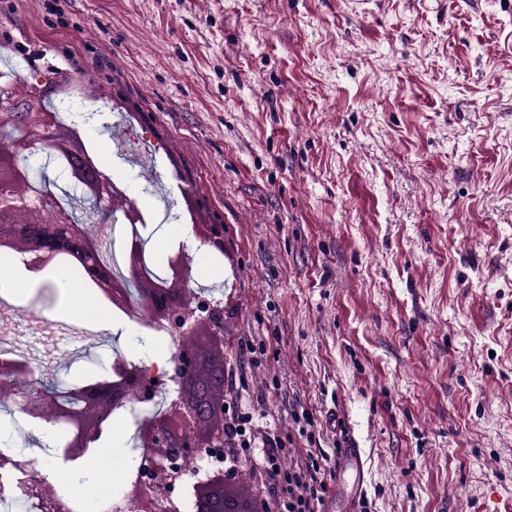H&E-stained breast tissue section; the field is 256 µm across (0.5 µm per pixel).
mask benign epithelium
<instances>
[{
    "label": "benign epithelium",
    "instance_id": "7a95c632",
    "mask_svg": "<svg viewBox=\"0 0 512 512\" xmlns=\"http://www.w3.org/2000/svg\"><path fill=\"white\" fill-rule=\"evenodd\" d=\"M18 122L23 135L0 147V244L13 246L33 271L59 257L75 259L90 284L112 305L123 307L129 283L137 279L136 270H129L126 277H115L101 261L100 241L92 226L70 219L59 209L52 191L32 183L19 166V158L34 151L63 156L70 162L72 178L91 186L89 196L102 209L110 213L116 201L125 202L124 221L130 226L128 254L133 259L142 252L138 226L145 220L141 210L122 186L93 165L79 131L57 124L55 113L30 109L18 116ZM191 228L202 245L224 251V239L214 225L193 224ZM168 268V285L148 289L149 312L142 320L176 338L173 373L168 376L172 388L167 390L162 417L148 423L136 421L138 443L152 450L151 467L146 479L133 482L127 498L136 504L137 512H179L170 488L188 477L194 512H224V498L200 494L203 488L224 487V468L212 460V449L224 446V363L201 374L197 339L205 332L210 345L224 355V305L191 294L183 249L169 258ZM111 370L119 376L118 381L109 379L73 389L72 405L64 403L53 389L11 371L0 375V397L34 418L72 425L66 454L76 457L100 439L114 413L148 402L156 394L158 386L144 367L118 358ZM24 485L46 512H70L47 476L34 471Z\"/></svg>",
    "mask_w": 512,
    "mask_h": 512
}]
</instances>
